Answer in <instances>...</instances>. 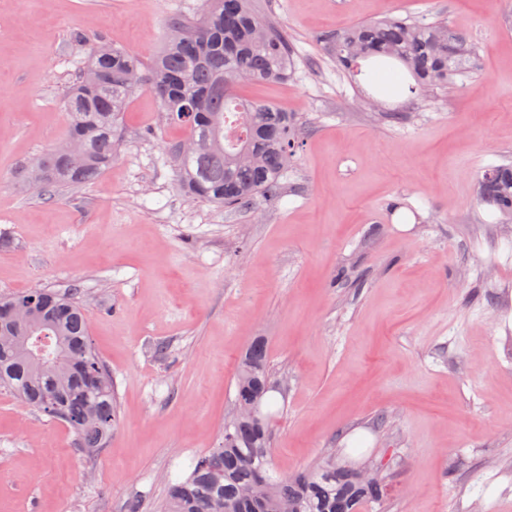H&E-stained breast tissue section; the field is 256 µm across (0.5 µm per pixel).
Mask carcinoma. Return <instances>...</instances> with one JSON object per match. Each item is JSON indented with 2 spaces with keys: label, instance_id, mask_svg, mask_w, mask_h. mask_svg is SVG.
I'll list each match as a JSON object with an SVG mask.
<instances>
[{
  "label": "carcinoma",
  "instance_id": "obj_1",
  "mask_svg": "<svg viewBox=\"0 0 512 512\" xmlns=\"http://www.w3.org/2000/svg\"><path fill=\"white\" fill-rule=\"evenodd\" d=\"M166 27L164 49L147 64L123 48L92 49L64 98L65 141L26 170L36 192L87 184L112 166L119 120L146 69L166 121L192 139L191 151L176 160L184 190L227 207L280 198L299 139L295 115L244 96L243 87L291 73L285 34L260 15L254 0H203L197 16L175 15ZM330 49L351 78L363 61L383 56L402 64L423 91L447 85L473 54L468 40L445 24L395 18L339 31ZM478 198L512 216V167L485 170ZM77 294L39 288L0 295V336L30 342L48 361L38 368L17 346L0 348V389L67 423L90 456L112 436L117 414L112 381L91 345ZM19 303L34 304L36 314L11 316L8 310ZM235 388L234 402L250 405L252 413L224 423L221 444L198 456L186 478L169 484L161 512H282L285 506L288 512H362L387 497L383 478L334 456L292 475H274L264 340L253 341L238 362Z\"/></svg>",
  "mask_w": 512,
  "mask_h": 512
}]
</instances>
